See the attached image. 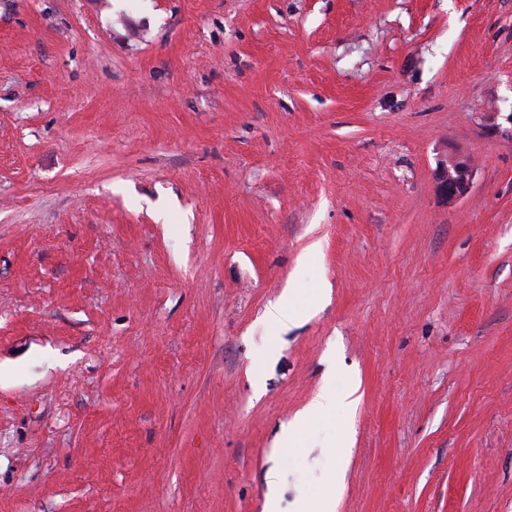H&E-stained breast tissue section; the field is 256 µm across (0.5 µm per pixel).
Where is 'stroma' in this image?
I'll list each match as a JSON object with an SVG mask.
<instances>
[{"instance_id": "35a3bbf8", "label": "stroma", "mask_w": 512, "mask_h": 512, "mask_svg": "<svg viewBox=\"0 0 512 512\" xmlns=\"http://www.w3.org/2000/svg\"><path fill=\"white\" fill-rule=\"evenodd\" d=\"M271 495L512 512V0H0V512ZM471 171L469 166L460 161L451 160L439 171V189L448 202L453 203L469 189ZM316 305L317 301L307 308L297 307L291 291H288L278 302L267 309L266 319L275 327H286L300 316L311 313ZM357 391L358 386L353 384L346 389L338 401L336 400V395L330 391H326L315 397L303 410L296 414L294 419L285 428L283 432L282 448L294 447L297 443V435L303 430L307 422L314 417L328 413L330 410L336 408L337 402L346 411L351 412L356 408L359 402V396L356 395Z\"/></svg>"}]
</instances>
